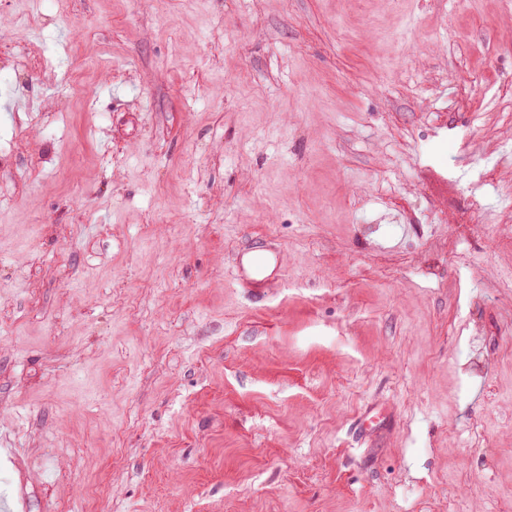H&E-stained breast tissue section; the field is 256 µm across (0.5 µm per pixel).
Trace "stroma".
I'll list each match as a JSON object with an SVG mask.
<instances>
[{
    "mask_svg": "<svg viewBox=\"0 0 512 512\" xmlns=\"http://www.w3.org/2000/svg\"><path fill=\"white\" fill-rule=\"evenodd\" d=\"M500 186L512 0H0V502L512 512ZM278 268V257L275 253H242L237 262L238 271L243 281L257 285L264 281L270 267Z\"/></svg>",
    "mask_w": 512,
    "mask_h": 512,
    "instance_id": "stroma-1",
    "label": "stroma"
}]
</instances>
